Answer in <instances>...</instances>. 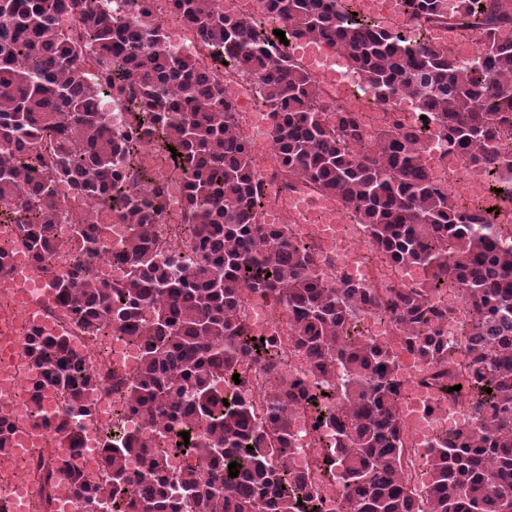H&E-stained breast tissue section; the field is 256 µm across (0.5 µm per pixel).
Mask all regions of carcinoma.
Masks as SVG:
<instances>
[{"label":"carcinoma","instance_id":"carcinoma-1","mask_svg":"<svg viewBox=\"0 0 512 512\" xmlns=\"http://www.w3.org/2000/svg\"><path fill=\"white\" fill-rule=\"evenodd\" d=\"M128 2L121 18L97 0H0V224L14 225L31 259L47 264L63 244L57 185L96 201L72 227L80 254L52 271L51 285L84 335L111 328L143 350L136 378L113 382L112 391L144 428L105 436L97 481L49 452L32 459L43 512L53 510L59 481L75 490L74 512L126 504L136 512H512V231L483 209L452 203L420 149L423 131H433L482 170L490 190L512 197V0H402L407 31L353 15L347 0H265L286 45L248 13L226 15L214 0H169L212 59L208 67L169 49L150 0ZM440 27L479 37L475 56L461 60L431 41ZM295 41L343 53L375 98L405 90L427 119L368 135L356 112L336 107L325 123L329 104L288 51ZM89 62L101 82L86 81ZM224 65L261 81L288 179L336 197L363 225L372 257L420 268L419 285L330 283L315 248L283 224L260 223L252 150L216 77ZM114 96L130 113L119 138L100 110ZM144 141L180 153L172 163L186 177L181 223L194 260L155 255L151 232L165 189L137 169L152 187L134 191L117 168L121 150L132 163ZM105 210L128 225L118 256L125 272L115 283L90 271L109 243ZM448 285L468 314L453 346L441 325L454 310L431 301ZM249 297L287 305L288 349L308 362L314 385L283 382L281 340L253 335L243 314ZM361 312L388 317L432 369V385L472 406L468 425L428 446L420 490L408 470L391 347L362 335ZM27 356L33 406L50 392L66 403L61 415L35 412V426L79 451L78 421L101 392L98 376L63 335L34 331ZM247 358L264 376L260 422L253 403L235 395L232 377ZM299 412L314 431L331 430L319 461L342 482L331 511L292 460ZM178 453L201 466L173 471Z\"/></svg>","mask_w":512,"mask_h":512}]
</instances>
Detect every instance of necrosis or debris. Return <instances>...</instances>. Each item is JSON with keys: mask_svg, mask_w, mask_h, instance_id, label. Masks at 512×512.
I'll use <instances>...</instances> for the list:
<instances>
[{"mask_svg": "<svg viewBox=\"0 0 512 512\" xmlns=\"http://www.w3.org/2000/svg\"><path fill=\"white\" fill-rule=\"evenodd\" d=\"M316 79L322 80L323 87L331 101L340 105L354 106L356 102H367L368 107L361 115V122L367 128H383L388 125L405 123L412 114L411 104L405 94H397L390 102L375 100L366 92L360 75L348 66L343 54L331 51L321 54L313 69ZM224 90L244 110L241 117L249 139H270L268 115L252 111L253 102L259 101L262 89L258 82L245 70L235 69L232 76L224 81ZM423 156L451 198L460 205L469 207L485 204L489 191L479 175L473 174L466 159L449 152L444 141L429 137L424 142ZM143 164L153 168L157 177L164 181L168 191L167 215L154 227L155 241L159 256H167L170 249L185 248L179 226L171 224L169 217L182 212L185 207V193L182 174L176 173L151 149H143ZM257 191L264 200L261 213L263 222L287 225L290 233L316 246L319 254L326 259L320 267L322 277L335 281L337 277L350 275L352 280L375 284L379 274L376 265L367 263L363 246L366 242L364 230L355 222L338 225L337 241L329 246L317 236L318 227L302 224L293 213L292 204L304 199L320 200V193L312 191L300 181L288 180L273 150H266L257 160ZM8 246L11 253V271L0 279V298L13 296L29 297V306L15 312L20 332L17 343H25L30 329L41 326L43 331L67 336L72 349L85 357L87 363L99 376L103 384H110L112 378L131 379L137 372L141 350L139 345L125 336L111 333L88 338L82 336L74 319L54 298L48 270H41L39 279L29 278L26 270L32 267L24 245L16 237L12 225L0 224V244ZM359 328L365 329L370 337L390 343L396 358L395 368L401 383L402 399L398 412L404 422L405 437L410 447L412 469H420L429 442L434 437L449 434L470 421L472 413L466 403H448L438 399V390L429 385V367L422 365L412 353L405 350L394 338L395 327L389 319L377 314L361 315ZM32 371L27 364H19L16 372L5 377L4 382L13 390L10 400L1 404L7 410L14 426L22 427L34 419L30 404V379ZM125 424L127 429L140 428L137 419L125 416L119 401L111 394L100 395L90 415L80 422L81 449L77 464L90 476H98L102 462V443L106 433L115 424Z\"/></svg>", "mask_w": 512, "mask_h": 512, "instance_id": "4bbe7bcc", "label": "necrosis or debris"}]
</instances>
